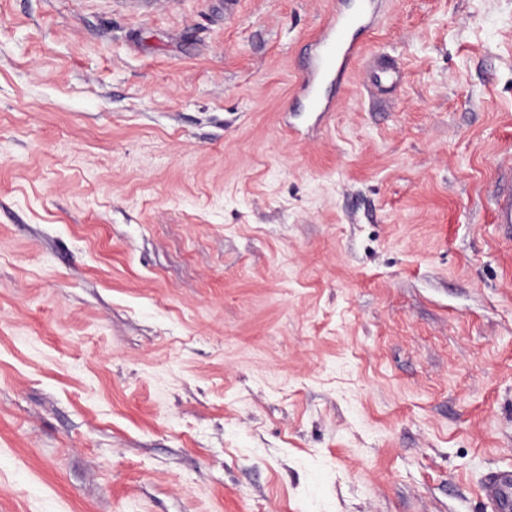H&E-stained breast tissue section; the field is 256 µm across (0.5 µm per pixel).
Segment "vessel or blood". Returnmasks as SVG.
I'll use <instances>...</instances> for the list:
<instances>
[{
  "instance_id": "obj_1",
  "label": "vessel or blood",
  "mask_w": 512,
  "mask_h": 512,
  "mask_svg": "<svg viewBox=\"0 0 512 512\" xmlns=\"http://www.w3.org/2000/svg\"><path fill=\"white\" fill-rule=\"evenodd\" d=\"M383 0H355L353 10L337 8L315 37L314 56L298 84V96L316 118L331 114L332 98L325 90L341 85L364 51L362 37L377 22ZM493 221L512 227V168H502L492 185ZM483 497L497 512H512V472H493L481 486Z\"/></svg>"
}]
</instances>
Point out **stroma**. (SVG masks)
Segmentation results:
<instances>
[{"instance_id": "obj_1", "label": "stroma", "mask_w": 512, "mask_h": 512, "mask_svg": "<svg viewBox=\"0 0 512 512\" xmlns=\"http://www.w3.org/2000/svg\"><path fill=\"white\" fill-rule=\"evenodd\" d=\"M336 5L0 0V512H491L512 0H385L289 130ZM493 223L512 228V168H500L491 191Z\"/></svg>"}]
</instances>
